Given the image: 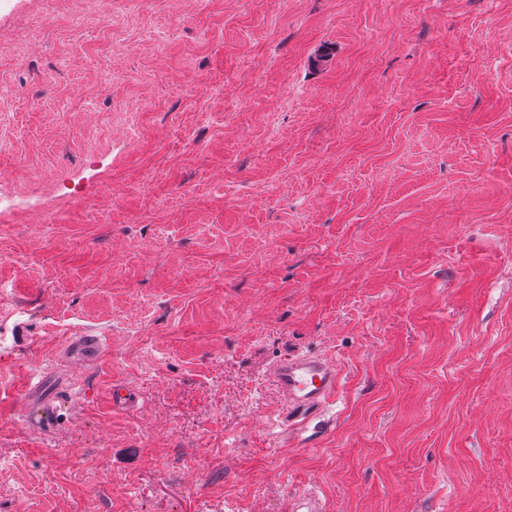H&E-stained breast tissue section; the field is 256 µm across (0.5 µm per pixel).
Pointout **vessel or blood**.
<instances>
[{
	"mask_svg": "<svg viewBox=\"0 0 512 512\" xmlns=\"http://www.w3.org/2000/svg\"><path fill=\"white\" fill-rule=\"evenodd\" d=\"M341 378L342 372L335 361L303 352L273 365L270 379L282 397L280 423L289 442H300L310 423L321 418L333 404Z\"/></svg>",
	"mask_w": 512,
	"mask_h": 512,
	"instance_id": "vessel-or-blood-1",
	"label": "vessel or blood"
}]
</instances>
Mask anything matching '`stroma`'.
I'll return each instance as SVG.
<instances>
[{
    "instance_id": "1",
    "label": "stroma",
    "mask_w": 512,
    "mask_h": 512,
    "mask_svg": "<svg viewBox=\"0 0 512 512\" xmlns=\"http://www.w3.org/2000/svg\"><path fill=\"white\" fill-rule=\"evenodd\" d=\"M87 11L0 0V512H512V0ZM269 375L282 397L280 423L289 446L300 444L309 424L336 400L341 369L331 359L297 352L275 363Z\"/></svg>"
}]
</instances>
